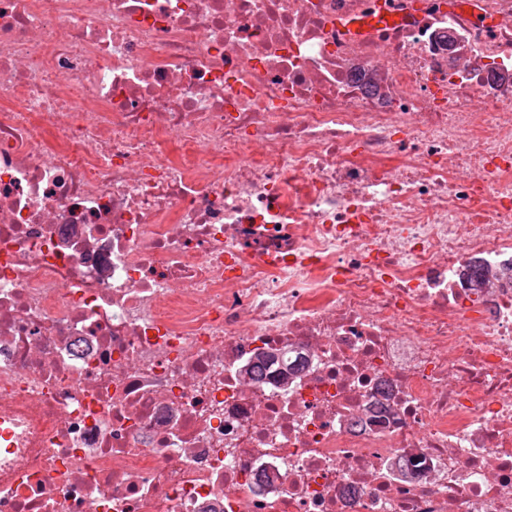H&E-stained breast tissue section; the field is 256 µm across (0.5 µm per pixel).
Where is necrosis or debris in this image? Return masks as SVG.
<instances>
[{
	"label": "necrosis or debris",
	"mask_w": 512,
	"mask_h": 512,
	"mask_svg": "<svg viewBox=\"0 0 512 512\" xmlns=\"http://www.w3.org/2000/svg\"><path fill=\"white\" fill-rule=\"evenodd\" d=\"M0 512H512V0H0Z\"/></svg>",
	"instance_id": "1"
}]
</instances>
